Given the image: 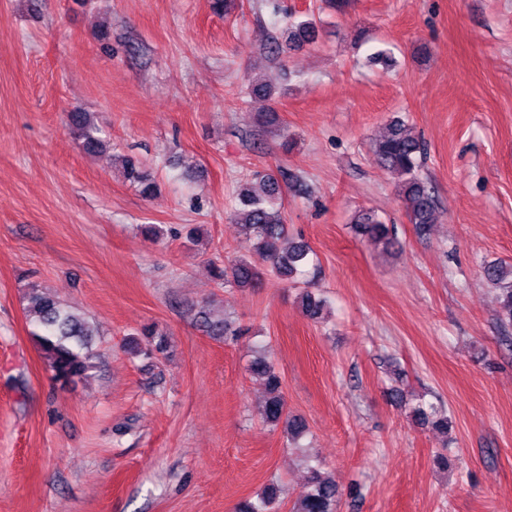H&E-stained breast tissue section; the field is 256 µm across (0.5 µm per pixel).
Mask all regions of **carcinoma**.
Returning a JSON list of instances; mask_svg holds the SVG:
<instances>
[{
  "label": "carcinoma",
  "instance_id": "carcinoma-1",
  "mask_svg": "<svg viewBox=\"0 0 512 512\" xmlns=\"http://www.w3.org/2000/svg\"><path fill=\"white\" fill-rule=\"evenodd\" d=\"M316 37V23L311 19L301 21L288 28L287 39L276 44L275 51L285 53L296 44L314 42ZM70 121L73 134L87 151L96 152L103 147L97 136L98 129L88 113L74 112ZM424 153L423 141L409 133L400 119L390 123L373 150L377 165L401 178L399 193L406 215L420 232L436 223L438 213L435 192L419 175ZM125 164L128 179L140 186L143 195L152 194L156 189L155 182L132 160H126ZM252 179L258 181L261 192H254L249 182L243 184L239 192V207L231 214V220L239 224L243 234L253 241L258 261L236 259L222 266L215 264L214 276L224 285L253 288L261 280L259 265L262 264L278 277L304 285L300 296L301 308L308 318L316 321L322 314L325 301L309 291V282L306 281L307 267L314 262L315 254L306 241L292 239L288 235L284 195L277 174L269 169L254 173ZM353 224L362 237L387 248L395 243L393 225L385 223L371 209L359 210ZM482 275L499 291V321L512 324V265L490 261L482 267ZM24 302L32 326L30 335L43 352L53 379L70 384L88 378L95 368L93 329L89 321L71 312L63 301L36 284L25 287ZM196 323L201 331L216 339L236 341L244 335V330L233 327L222 317H212L205 307L197 312ZM126 346L136 358L157 359L167 356L170 338L157 325L148 324L141 328L139 336L128 338ZM249 371L264 381V421L272 427H282L288 444H295L306 431V425L301 418L289 414L282 380L273 362L266 355H260L251 361ZM410 414L417 424L439 433H448V415L442 405L420 402L410 407ZM280 497V485L271 483L257 501L243 503L239 512H277ZM340 497L336 481L329 474L311 467L291 512H338Z\"/></svg>",
  "mask_w": 512,
  "mask_h": 512
}]
</instances>
